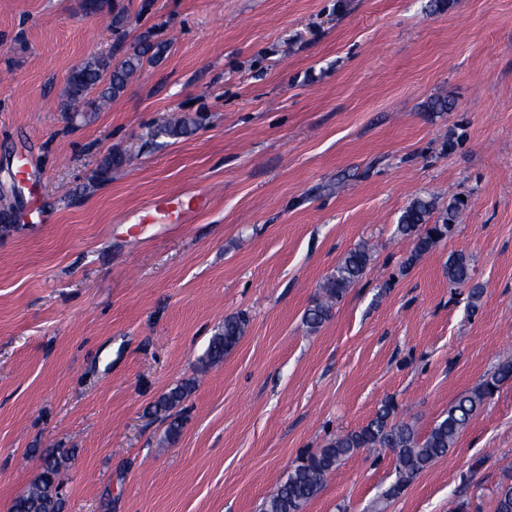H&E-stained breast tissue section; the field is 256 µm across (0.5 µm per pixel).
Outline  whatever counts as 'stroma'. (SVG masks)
Listing matches in <instances>:
<instances>
[{"mask_svg": "<svg viewBox=\"0 0 512 512\" xmlns=\"http://www.w3.org/2000/svg\"><path fill=\"white\" fill-rule=\"evenodd\" d=\"M100 2L0 0V512L48 448L74 451L62 512H262L297 456L382 401L427 433L512 356V0ZM145 38L161 57L70 119L72 67ZM174 113L192 132L153 137ZM205 189L190 223L145 217ZM460 195L454 233L411 259L402 211ZM361 245L365 275L308 332ZM238 313L245 335L198 373ZM188 379L172 439L149 409ZM508 472L512 384L400 496L382 497L392 453L363 448L303 512H492ZM367 246L350 250L320 286L321 292L304 314V324L309 332H316L332 315L333 308L348 289L359 282L371 262ZM473 267L469 256L455 253L449 256L447 264L448 280L457 285H466L472 280Z\"/></svg>", "mask_w": 512, "mask_h": 512, "instance_id": "35a3bbf8", "label": "stroma"}]
</instances>
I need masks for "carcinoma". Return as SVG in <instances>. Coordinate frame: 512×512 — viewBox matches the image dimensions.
Masks as SVG:
<instances>
[{
    "instance_id": "carcinoma-1",
    "label": "carcinoma",
    "mask_w": 512,
    "mask_h": 512,
    "mask_svg": "<svg viewBox=\"0 0 512 512\" xmlns=\"http://www.w3.org/2000/svg\"><path fill=\"white\" fill-rule=\"evenodd\" d=\"M159 52L147 48H133L125 59L112 65L110 57H93L79 66L66 82L65 110L94 113L112 98L123 92L130 78L144 63L152 62ZM194 121L184 116L166 120L156 135L177 138L188 132ZM465 201L455 197L448 201L442 215L430 222L436 208L432 198L414 199L398 219L399 236L412 240L410 260L428 253L437 242L448 237L458 222ZM371 262L370 249L364 245L350 250L336 269L321 285V292L304 314L309 332L317 331L332 315L333 308L348 289L359 282ZM473 267L469 256L455 253L448 258V280L466 285L472 280ZM248 319L243 314L224 318V325L210 339L200 360L201 369H207L224 360L244 336ZM512 381V358L502 362L497 370L472 390L462 394L435 422L431 430L420 435L409 423L395 420L396 407L390 400L381 404L375 416L364 426L331 437L322 447L308 451L297 458L286 479L266 500L263 512H302L306 503L320 490L327 476L343 461L361 448H388L395 457L396 479L384 494L385 499L400 495L413 480L435 460L448 454L456 439L468 426L473 416L491 400L500 388ZM195 380H187L162 394L153 405L154 414L169 420L168 435L176 437L182 421L174 409L190 395ZM69 459V452L57 448L41 455V471L29 491L16 498L11 512H61V469ZM493 512H512V476L497 487Z\"/></svg>"
}]
</instances>
